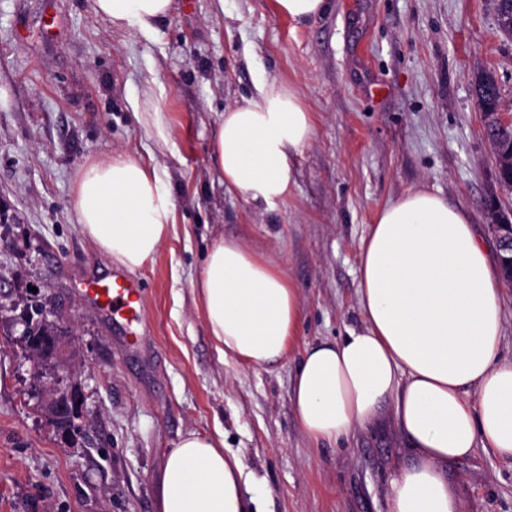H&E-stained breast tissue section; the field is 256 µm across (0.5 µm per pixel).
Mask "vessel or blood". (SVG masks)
I'll use <instances>...</instances> for the list:
<instances>
[{"label":"vessel or blood","mask_w":512,"mask_h":512,"mask_svg":"<svg viewBox=\"0 0 512 512\" xmlns=\"http://www.w3.org/2000/svg\"><path fill=\"white\" fill-rule=\"evenodd\" d=\"M78 290L103 316L121 327L125 343L133 346L145 337L144 288L138 278L116 270L108 277L81 281Z\"/></svg>","instance_id":"obj_1"}]
</instances>
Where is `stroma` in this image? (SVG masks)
<instances>
[{
    "label": "stroma",
    "instance_id": "obj_1",
    "mask_svg": "<svg viewBox=\"0 0 512 512\" xmlns=\"http://www.w3.org/2000/svg\"><path fill=\"white\" fill-rule=\"evenodd\" d=\"M297 28L273 0H174L145 38L112 30L94 0H0V302L46 299L93 415L56 432L30 363L0 322V512H155V481L181 435L223 431L262 512H387L413 460L391 419L314 446L292 405L305 345L358 326L359 254L380 208L426 185L467 209L489 252L486 205L512 211L483 136L477 70L512 110V37L496 0H331ZM295 82L315 135L289 196L267 211L225 195L212 150L227 105L261 78ZM158 80L171 150L139 121ZM155 155L176 228L137 269L150 333L125 348L74 291L116 264L74 220L79 167ZM241 237L299 288L293 347L272 369L225 363L195 303L217 237ZM465 512H512V462L476 449L448 467Z\"/></svg>",
    "mask_w": 512,
    "mask_h": 512
}]
</instances>
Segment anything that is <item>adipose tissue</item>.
Segmentation results:
<instances>
[{
	"label": "adipose tissue",
	"mask_w": 512,
	"mask_h": 512,
	"mask_svg": "<svg viewBox=\"0 0 512 512\" xmlns=\"http://www.w3.org/2000/svg\"><path fill=\"white\" fill-rule=\"evenodd\" d=\"M173 0H94L96 14L145 37ZM315 120L296 84L267 79L225 108L213 144L226 194L257 209L283 200ZM176 205L156 164L124 152L75 175V220L113 261L154 259ZM359 326L305 346L293 406L315 445L373 425L384 406L414 455L387 489L388 512H462L448 466L491 450L512 461V360L499 357L498 270L469 213L427 186L383 206L361 243ZM198 307L225 361L272 367L288 354L302 316L299 291L278 266L236 237L211 246ZM244 468L223 433L186 432L167 453L157 512H251Z\"/></svg>",
	"instance_id": "ef3b65f1"
}]
</instances>
